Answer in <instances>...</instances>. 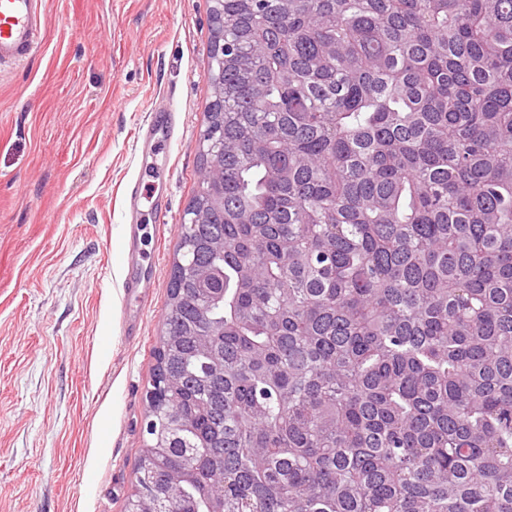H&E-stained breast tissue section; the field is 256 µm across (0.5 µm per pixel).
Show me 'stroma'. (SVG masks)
<instances>
[{
  "instance_id": "obj_1",
  "label": "stroma",
  "mask_w": 512,
  "mask_h": 512,
  "mask_svg": "<svg viewBox=\"0 0 512 512\" xmlns=\"http://www.w3.org/2000/svg\"><path fill=\"white\" fill-rule=\"evenodd\" d=\"M45 2L43 50L0 66V512H125L201 186L209 2ZM154 110L176 113L177 137L141 139Z\"/></svg>"
}]
</instances>
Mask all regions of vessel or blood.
Masks as SVG:
<instances>
[{"label":"vessel or blood","mask_w":512,"mask_h":512,"mask_svg":"<svg viewBox=\"0 0 512 512\" xmlns=\"http://www.w3.org/2000/svg\"><path fill=\"white\" fill-rule=\"evenodd\" d=\"M44 26L43 0H0V63H21L35 56Z\"/></svg>","instance_id":"vessel-or-blood-1"}]
</instances>
